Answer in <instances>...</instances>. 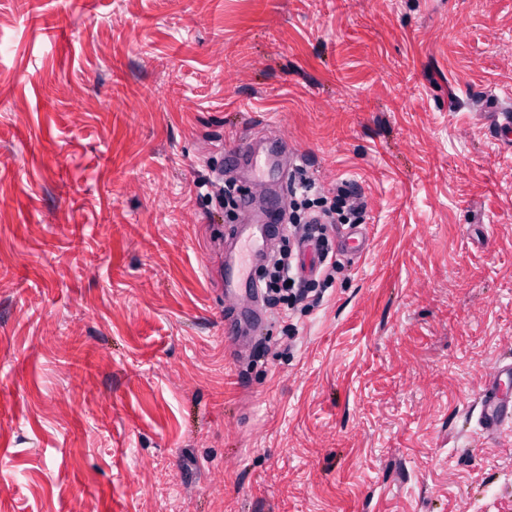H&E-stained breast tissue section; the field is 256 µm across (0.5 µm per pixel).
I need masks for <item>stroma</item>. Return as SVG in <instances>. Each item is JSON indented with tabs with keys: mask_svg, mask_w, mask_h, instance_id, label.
I'll list each match as a JSON object with an SVG mask.
<instances>
[{
	"mask_svg": "<svg viewBox=\"0 0 512 512\" xmlns=\"http://www.w3.org/2000/svg\"><path fill=\"white\" fill-rule=\"evenodd\" d=\"M509 108L512 0H0V512H512ZM265 120L370 244L239 365ZM512 379V362L499 363L490 379V390L480 403L479 422L483 431H492L512 422V393L500 394L499 388Z\"/></svg>",
	"mask_w": 512,
	"mask_h": 512,
	"instance_id": "35a3bbf8",
	"label": "stroma"
}]
</instances>
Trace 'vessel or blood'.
<instances>
[{
	"instance_id": "obj_1",
	"label": "vessel or blood",
	"mask_w": 512,
	"mask_h": 512,
	"mask_svg": "<svg viewBox=\"0 0 512 512\" xmlns=\"http://www.w3.org/2000/svg\"><path fill=\"white\" fill-rule=\"evenodd\" d=\"M300 157L288 140L280 135L250 133L244 142L225 151L224 166L235 169L246 166L272 172L274 180L269 192L285 196L287 184L298 167ZM285 231L281 211L263 209L251 224L241 228L232 242L230 258L224 259L214 271L217 288L223 289L229 305L224 309V338L236 346L244 326L266 322L263 290L253 277L251 268L263 260L267 244ZM336 251L345 258L363 257L369 247L368 232L362 224H340L336 227ZM512 380V362L499 363L490 379V389L480 403L479 422L483 431H492L512 422V393H500V386Z\"/></svg>"
}]
</instances>
